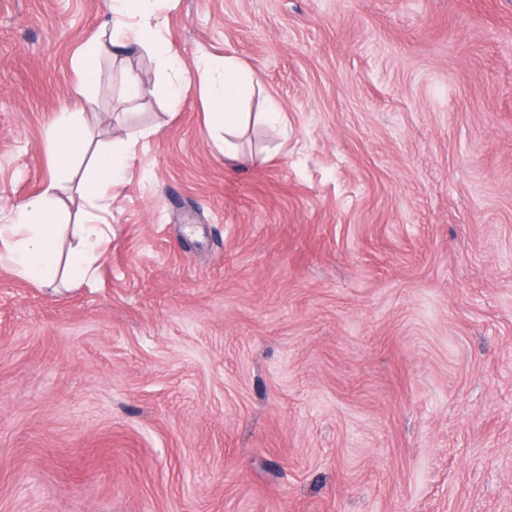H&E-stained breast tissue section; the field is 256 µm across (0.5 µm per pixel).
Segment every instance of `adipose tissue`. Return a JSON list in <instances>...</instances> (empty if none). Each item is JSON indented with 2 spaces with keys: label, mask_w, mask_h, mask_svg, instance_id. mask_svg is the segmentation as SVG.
Returning <instances> with one entry per match:
<instances>
[{
  "label": "adipose tissue",
  "mask_w": 512,
  "mask_h": 512,
  "mask_svg": "<svg viewBox=\"0 0 512 512\" xmlns=\"http://www.w3.org/2000/svg\"><path fill=\"white\" fill-rule=\"evenodd\" d=\"M154 3L155 0H110L108 4L117 28H124L130 21L139 24L149 36L152 51L172 73L170 79L151 86L140 77H130L125 84L126 97L136 100L149 93L176 103L192 84H200L206 89L213 108L207 126L223 131L225 157L247 163V156L241 154L236 142L238 134L254 119L279 126L283 121L279 104L269 98L258 115L245 112L243 106L254 92L259 76L230 57L204 60L195 75L185 74L162 36L160 25L153 22ZM130 149V140L117 136L96 154L93 163L96 182L88 194L90 208L84 213L79 239L67 264H60L54 250V242L63 230L55 221L58 207L55 184H48L39 195L16 205V222L9 231L0 230V243L7 246L17 275L44 286L52 285L63 269L74 281H85L95 275L97 262L110 242L109 227L101 223L100 215L112 208V188L122 179Z\"/></svg>",
  "instance_id": "obj_1"
}]
</instances>
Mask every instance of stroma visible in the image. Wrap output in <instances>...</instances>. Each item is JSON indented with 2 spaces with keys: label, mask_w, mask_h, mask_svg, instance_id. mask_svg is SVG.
<instances>
[{
  "label": "stroma",
  "mask_w": 512,
  "mask_h": 512,
  "mask_svg": "<svg viewBox=\"0 0 512 512\" xmlns=\"http://www.w3.org/2000/svg\"><path fill=\"white\" fill-rule=\"evenodd\" d=\"M186 70L258 72L252 165L107 0H0V226L46 134L135 138L95 279L0 244V512H512V0H168ZM160 127L156 137L145 136Z\"/></svg>",
  "instance_id": "1"
}]
</instances>
